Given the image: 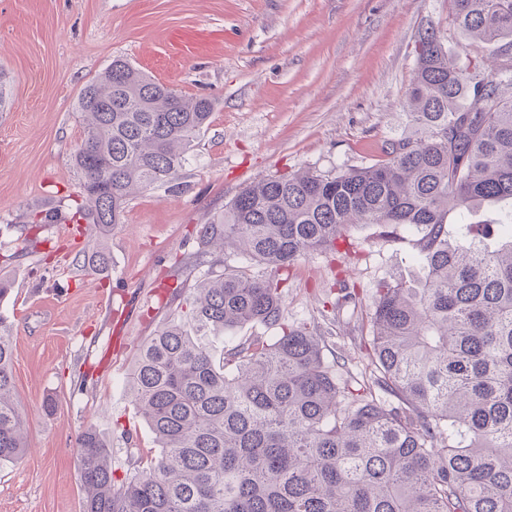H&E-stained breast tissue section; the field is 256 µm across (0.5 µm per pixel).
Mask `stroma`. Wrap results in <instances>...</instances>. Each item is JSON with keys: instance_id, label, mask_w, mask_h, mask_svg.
<instances>
[{"instance_id": "1", "label": "stroma", "mask_w": 512, "mask_h": 512, "mask_svg": "<svg viewBox=\"0 0 512 512\" xmlns=\"http://www.w3.org/2000/svg\"><path fill=\"white\" fill-rule=\"evenodd\" d=\"M451 0H0V68L11 87L0 112V298L10 327L17 404L29 451L0 465V512H83L77 438L95 427L117 474L156 455L127 377L139 346L172 318L173 288L191 292L209 268L243 257L199 254L194 235L246 185L309 170L365 167L385 143L418 130L404 100L421 29L482 74L512 62L452 22ZM173 89L214 102L177 188L139 192L104 242L69 221L84 136L75 110L115 57ZM54 210L35 226L23 217ZM106 271L90 261L97 247ZM402 228H351L336 250L288 270L286 324L318 326L343 377L362 381L359 325L379 281L412 285ZM53 401V414L42 405Z\"/></svg>"}]
</instances>
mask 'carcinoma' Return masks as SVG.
I'll list each match as a JSON object with an SVG mask.
<instances>
[{"label": "carcinoma", "mask_w": 512, "mask_h": 512, "mask_svg": "<svg viewBox=\"0 0 512 512\" xmlns=\"http://www.w3.org/2000/svg\"><path fill=\"white\" fill-rule=\"evenodd\" d=\"M451 2L463 35L512 49V0ZM416 53L404 107L421 137L341 174L257 180L197 235L205 253L278 272L356 225L414 233L425 277L379 283L362 392L306 325L242 337L216 362L210 337L281 324L284 292L246 266L211 270L127 377L159 454L119 480L108 442L84 430L83 512H512V65L459 66L432 26ZM212 111L112 59L77 101L72 223L101 239L133 193L173 187ZM497 204L493 238L474 216ZM12 356L0 318V463L27 450Z\"/></svg>", "instance_id": "cac0c4a2"}]
</instances>
